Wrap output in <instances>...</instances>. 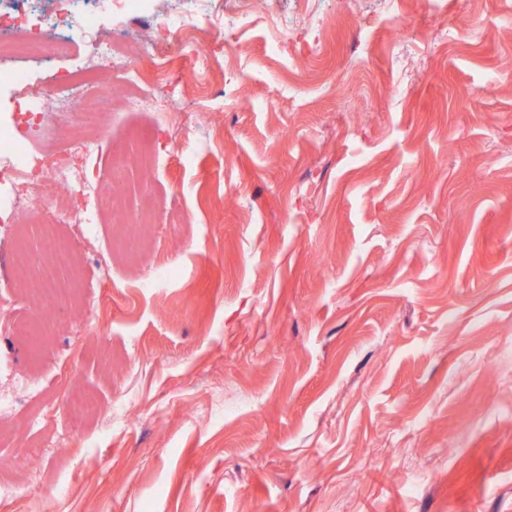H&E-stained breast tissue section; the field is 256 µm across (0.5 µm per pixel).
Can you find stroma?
I'll return each instance as SVG.
<instances>
[{
  "instance_id": "stroma-1",
  "label": "stroma",
  "mask_w": 512,
  "mask_h": 512,
  "mask_svg": "<svg viewBox=\"0 0 512 512\" xmlns=\"http://www.w3.org/2000/svg\"><path fill=\"white\" fill-rule=\"evenodd\" d=\"M252 2L214 0L220 39L193 15L204 76L180 31L137 58L154 111L81 160L108 186L147 134L122 181L155 222L74 255L98 319L0 335V372L37 367L0 512H512V0Z\"/></svg>"
}]
</instances>
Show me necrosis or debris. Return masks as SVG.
Wrapping results in <instances>:
<instances>
[{"label": "necrosis or debris", "instance_id": "obj_1", "mask_svg": "<svg viewBox=\"0 0 512 512\" xmlns=\"http://www.w3.org/2000/svg\"><path fill=\"white\" fill-rule=\"evenodd\" d=\"M138 10L143 0H0V90L20 114L0 129V232H15L21 222L70 224L77 241L94 238L102 210L97 183L74 161L75 152L94 153L99 140L93 129L111 114L120 88L129 110L148 112L153 97L142 73L130 66L122 50L123 36H102L100 13L112 4ZM51 33L55 51L82 42L88 55L85 77L56 79L43 92H35L34 76L16 66L21 49L37 48L44 33ZM70 102L68 123L77 129L69 148L37 150L30 133L41 131L46 114L58 102Z\"/></svg>", "mask_w": 512, "mask_h": 512}]
</instances>
